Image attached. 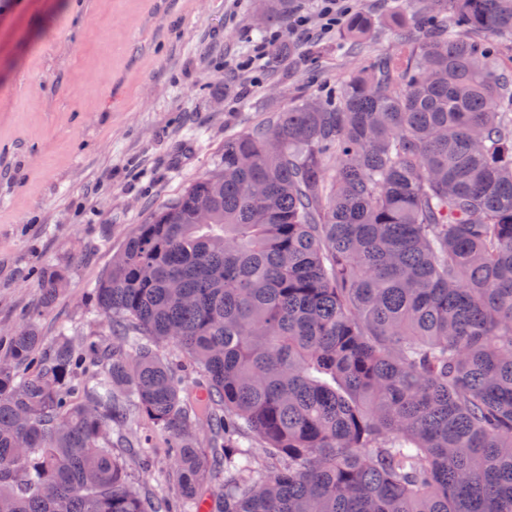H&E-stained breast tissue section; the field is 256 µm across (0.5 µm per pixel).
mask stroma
<instances>
[{
  "label": "stroma",
  "mask_w": 512,
  "mask_h": 512,
  "mask_svg": "<svg viewBox=\"0 0 512 512\" xmlns=\"http://www.w3.org/2000/svg\"><path fill=\"white\" fill-rule=\"evenodd\" d=\"M260 25L262 0H0V337L35 325L80 349L110 335L87 298L136 225L224 164V140L304 96L333 95L399 31L387 0H347L361 45ZM276 37L287 68H245ZM67 287L46 293L53 270ZM371 19L362 12H354L348 16L345 22L346 35L355 40L361 41L370 32Z\"/></svg>",
  "instance_id": "stroma-1"
}]
</instances>
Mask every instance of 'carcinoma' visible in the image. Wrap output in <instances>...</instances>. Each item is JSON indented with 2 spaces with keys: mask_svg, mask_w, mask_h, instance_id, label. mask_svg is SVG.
I'll list each match as a JSON object with an SVG mask.
<instances>
[{
  "mask_svg": "<svg viewBox=\"0 0 512 512\" xmlns=\"http://www.w3.org/2000/svg\"><path fill=\"white\" fill-rule=\"evenodd\" d=\"M421 3L417 37L225 140L136 227L89 291L115 336L91 365L8 338L0 512L197 510L221 471L208 512H512V0ZM130 405L174 498L112 442ZM257 439L259 478L235 462ZM123 432L133 441L134 447L126 454V464L128 470L132 473L137 487L144 496H154L165 493H171L172 484L165 482L161 477L163 448L165 447V434L159 430L152 429L144 424L140 414L134 407H129L126 418L122 426ZM147 433L153 437V448H156L157 455L153 466L148 469L140 468V458L136 441L138 437Z\"/></svg>",
  "mask_w": 512,
  "mask_h": 512,
  "instance_id": "cac0c4a2",
  "label": "carcinoma"
}]
</instances>
